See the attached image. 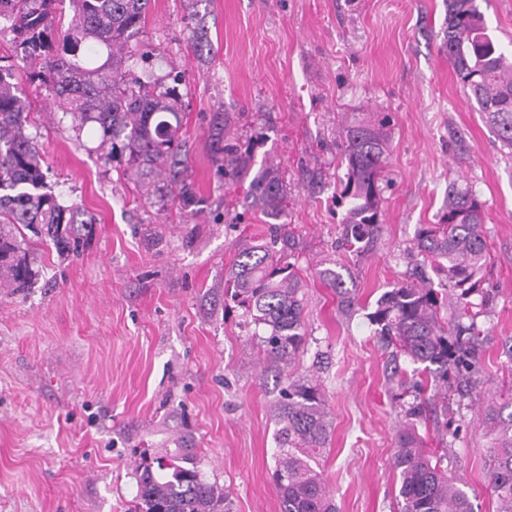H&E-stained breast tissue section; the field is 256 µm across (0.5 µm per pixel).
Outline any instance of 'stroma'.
<instances>
[{"label": "stroma", "instance_id": "stroma-1", "mask_svg": "<svg viewBox=\"0 0 512 512\" xmlns=\"http://www.w3.org/2000/svg\"><path fill=\"white\" fill-rule=\"evenodd\" d=\"M447 10L446 0H151L140 41L158 58L156 77L184 74L187 174L205 200L194 217L176 197L147 198L123 159L104 162L97 139L26 86L48 186L96 224L76 257L32 241L36 288H0V512H132L135 460L180 443L229 491L230 512H280L275 377L254 326L224 301L226 270L267 226L244 188L224 190L207 139L219 112L232 142L251 148L252 172L279 163L294 199L286 222L312 271L337 259L340 128L387 115L383 231L352 267L364 301L403 278L449 182L483 202L493 305L481 382L424 434L434 449L446 433L449 473L476 512H494L482 411L512 387V149L439 49ZM308 284L296 371L320 385L330 411L319 468L337 512H394L400 408L386 357L364 313L342 315L329 288Z\"/></svg>", "mask_w": 512, "mask_h": 512}]
</instances>
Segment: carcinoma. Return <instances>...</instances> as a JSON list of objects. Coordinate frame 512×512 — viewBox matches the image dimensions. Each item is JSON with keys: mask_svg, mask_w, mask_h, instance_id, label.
Masks as SVG:
<instances>
[{"mask_svg": "<svg viewBox=\"0 0 512 512\" xmlns=\"http://www.w3.org/2000/svg\"><path fill=\"white\" fill-rule=\"evenodd\" d=\"M60 0H0V21L13 33L12 57L24 64L29 84L45 91V100L70 116L82 131L96 124L101 158L120 149L127 155V179L154 196L176 194L191 216L205 200L185 177L182 113L178 111L180 73L167 85L151 75L130 80L123 67L149 56L137 54L151 0H71L74 13L63 28ZM91 42L108 50L96 64ZM441 49L448 54L457 81L491 126L502 145L512 149V53L491 36L475 0H448ZM31 102L14 65H0V287H32L28 235L54 246L63 256L80 254L95 218L77 205H64L43 191L40 148L27 133ZM386 117L357 116L341 130V164L346 173L340 198L347 203L336 248L361 257L381 232L382 184L388 182L390 141ZM224 117L208 129L214 161L224 186L243 181L250 150L224 142ZM250 204L275 220L267 233L238 252L225 296L243 309L245 322L263 331L264 352L277 368L273 415L278 425L273 483L280 512H337L318 458L331 438V419L318 385L293 376L308 333L305 288L297 264L298 243L288 225V185L279 166L270 163L249 182ZM484 205L476 194L448 184V201L436 224H422L409 250L412 265L405 280L384 291L367 318L388 351L389 381L414 400L397 431L392 465L398 475V512H474L461 481L447 475L443 456L428 450L417 421L426 402L442 399L448 411L452 385L470 384L479 372L484 315L490 297L480 274L490 260L484 229ZM430 266L440 287L418 273ZM345 316L356 312L359 292L351 268L343 263L318 271ZM483 422L494 446L487 470L497 512H512V400L487 402ZM136 512H229L224 489L206 482L186 448L167 456L139 455L135 466Z\"/></svg>", "mask_w": 512, "mask_h": 512, "instance_id": "cac0c4a2", "label": "carcinoma"}]
</instances>
